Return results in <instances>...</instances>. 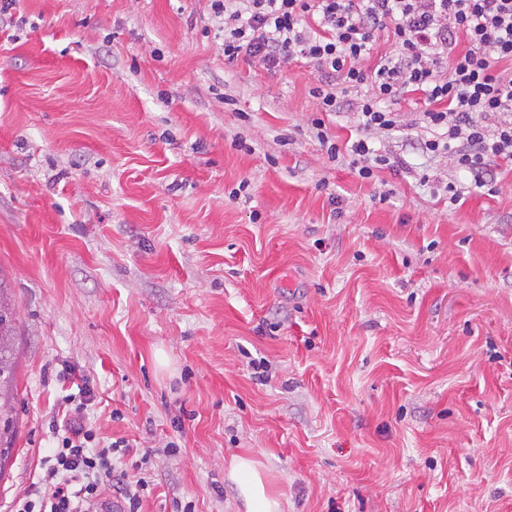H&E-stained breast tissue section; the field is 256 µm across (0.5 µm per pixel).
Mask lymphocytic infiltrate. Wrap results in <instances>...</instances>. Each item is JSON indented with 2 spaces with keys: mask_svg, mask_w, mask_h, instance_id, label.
Instances as JSON below:
<instances>
[{
  "mask_svg": "<svg viewBox=\"0 0 512 512\" xmlns=\"http://www.w3.org/2000/svg\"><path fill=\"white\" fill-rule=\"evenodd\" d=\"M226 15L224 56H244L268 66L301 57L321 76L312 90L321 111L336 114L352 104L364 137L348 150L360 178L391 167L367 134L401 127L390 105L421 95L416 121L432 133L419 149L451 153L478 189H494L495 169L512 165V0H211ZM393 53L369 65L381 31ZM95 436L81 410L58 439L51 472L59 480L23 502L19 512H85L112 480L107 452L95 451Z\"/></svg>",
  "mask_w": 512,
  "mask_h": 512,
  "instance_id": "1",
  "label": "lymphocytic infiltrate"
}]
</instances>
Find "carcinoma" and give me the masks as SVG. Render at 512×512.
I'll return each instance as SVG.
<instances>
[{
    "label": "carcinoma",
    "instance_id": "obj_1",
    "mask_svg": "<svg viewBox=\"0 0 512 512\" xmlns=\"http://www.w3.org/2000/svg\"><path fill=\"white\" fill-rule=\"evenodd\" d=\"M0 279V460L9 458L16 442L18 333L11 301L4 296Z\"/></svg>",
    "mask_w": 512,
    "mask_h": 512
}]
</instances>
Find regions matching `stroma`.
Masks as SVG:
<instances>
[{
    "label": "stroma",
    "mask_w": 512,
    "mask_h": 512,
    "mask_svg": "<svg viewBox=\"0 0 512 512\" xmlns=\"http://www.w3.org/2000/svg\"><path fill=\"white\" fill-rule=\"evenodd\" d=\"M312 64L224 57L210 0L0 11V277L20 341L0 512L52 482L80 384L142 512H512V168L469 190L425 130L361 179ZM429 183H422V176ZM466 193L449 209L447 183ZM263 361L258 381L251 361ZM227 477L235 484L245 512H281L280 500L260 463L246 456H233Z\"/></svg>",
    "instance_id": "stroma-1"
}]
</instances>
